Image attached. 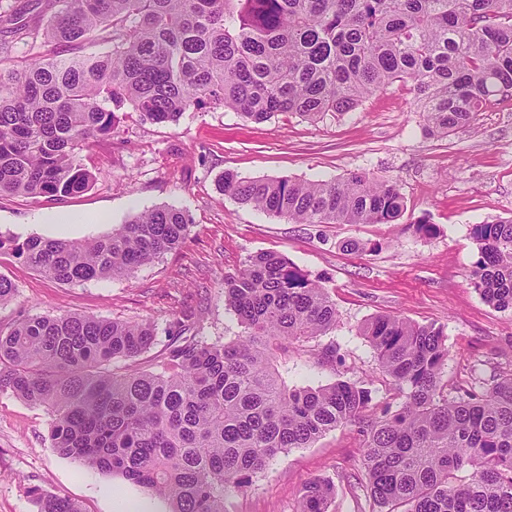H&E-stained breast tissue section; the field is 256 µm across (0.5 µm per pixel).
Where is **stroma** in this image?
<instances>
[{
	"instance_id": "stroma-1",
	"label": "stroma",
	"mask_w": 512,
	"mask_h": 512,
	"mask_svg": "<svg viewBox=\"0 0 512 512\" xmlns=\"http://www.w3.org/2000/svg\"><path fill=\"white\" fill-rule=\"evenodd\" d=\"M80 157L97 179L85 192L58 198L0 197V234L27 238L92 240L140 212L173 207L186 212L190 231L182 246L142 266L133 281L64 284L0 255V274L16 298L0 306V327L32 315H85L149 319L158 344L184 309L195 310L198 335L233 339L242 328L224 307V279L250 256H285L321 280L336 304L339 323L306 348L310 363L289 368V386L317 387L336 379L368 380L375 389L366 416L397 408L401 395L380 371L359 326L379 314L444 325L449 350L446 393L469 386L475 369L512 373V311L486 303L471 284L478 251L472 225L512 217V98L493 101L477 121L455 133L424 131L412 83L397 82L356 110L308 121L276 113L254 123L224 107L190 110L174 126L122 114L112 141L94 142ZM231 171L245 178L330 181L368 172L397 183L407 209L394 224H292L243 206L218 189ZM103 224L66 229L56 215ZM436 224L423 238L412 224ZM355 238L371 252H346L339 241ZM335 349L341 362L322 360ZM51 415L12 393H0V512H38L35 491L68 497L82 512H116V494L167 512L166 500L121 476L81 466L61 455L48 437ZM363 437L357 425L326 433L311 447L280 454L229 498L227 512H297L302 488L330 480L328 512H374L366 487Z\"/></svg>"
}]
</instances>
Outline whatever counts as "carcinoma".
<instances>
[{
	"label": "carcinoma",
	"mask_w": 512,
	"mask_h": 512,
	"mask_svg": "<svg viewBox=\"0 0 512 512\" xmlns=\"http://www.w3.org/2000/svg\"><path fill=\"white\" fill-rule=\"evenodd\" d=\"M43 26L10 33L46 50L0 69V195L65 197L95 174L80 151L117 133L119 113L178 123L220 105L253 122L277 112L317 120L349 112L395 82L414 84L430 136L476 120L512 94V0H53ZM112 45L84 54L88 43ZM224 194L293 224H392L400 187L367 172L334 181L241 178ZM180 209L142 212L78 242L0 235L9 253L61 283L130 280L180 247ZM474 287L512 310V217L471 228ZM224 306L243 327L214 341L183 331L184 311L149 369V320L36 315L0 328V392L52 414V447L81 465L159 494L170 512H224L281 453L340 426L363 425L367 490L380 512H512V374L441 394L446 333L379 315L359 328L404 401L367 420L373 389L337 379L290 388L278 369L336 328L326 288L280 254L249 257L224 280ZM469 468L468 479L458 472ZM333 486L307 484L300 512H328ZM38 512H81L34 490Z\"/></svg>",
	"instance_id": "obj_1"
}]
</instances>
